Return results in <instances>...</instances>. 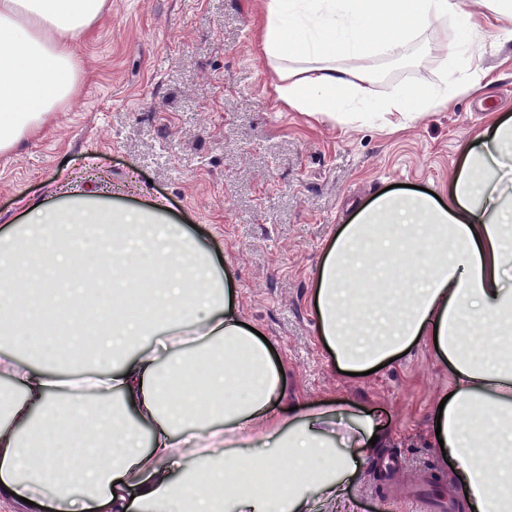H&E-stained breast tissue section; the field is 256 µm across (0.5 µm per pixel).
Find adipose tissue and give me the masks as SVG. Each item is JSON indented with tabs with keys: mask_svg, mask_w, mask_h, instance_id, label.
<instances>
[{
	"mask_svg": "<svg viewBox=\"0 0 512 512\" xmlns=\"http://www.w3.org/2000/svg\"><path fill=\"white\" fill-rule=\"evenodd\" d=\"M260 48L278 100L319 121L405 129L479 89L473 48L512 0H260ZM109 0H0V154L12 152L79 96L72 40L92 32ZM464 31L436 89L397 88L355 109L376 73L347 63L409 61L428 31ZM389 35L373 40L371 24ZM156 280L142 278L145 267ZM108 292L85 344L71 308L91 283ZM145 290L148 315L114 307L115 288ZM319 334L337 366L361 373L420 341H437L454 375L441 422L444 450L476 512H512V117H493L463 146L447 202L388 192L328 245L314 280ZM0 327L40 364L0 353V496L50 500L56 512H313L339 504L342 483L377 449L373 416L345 449L332 412L290 409L285 373L241 318L230 274L164 205L132 210L99 182L29 206L0 229ZM137 354L116 364L118 350ZM80 375L81 393L64 380ZM194 380L186 395L182 385ZM216 397L199 408L198 393ZM274 443V456L250 452ZM289 457L264 488L241 472ZM318 479H311L312 470ZM223 485L224 495L212 494ZM317 485L310 498L309 485Z\"/></svg>",
	"mask_w": 512,
	"mask_h": 512,
	"instance_id": "ef3b65f1",
	"label": "adipose tissue"
}]
</instances>
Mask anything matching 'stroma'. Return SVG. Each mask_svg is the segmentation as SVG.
Listing matches in <instances>:
<instances>
[{"label":"stroma","mask_w":512,"mask_h":512,"mask_svg":"<svg viewBox=\"0 0 512 512\" xmlns=\"http://www.w3.org/2000/svg\"><path fill=\"white\" fill-rule=\"evenodd\" d=\"M259 0H112L75 41L79 97L17 152L0 155V213L41 203L86 174L130 207L163 202L232 273L243 320L288 377L284 399L309 409L369 412L385 427L376 457L344 492L345 512H403L428 474L452 477L433 412L453 380L430 342L365 376L337 368L322 342L313 285L325 250L358 207L387 188L447 190L462 146L490 114L512 116V17L480 51L482 94L414 113L392 134L375 124L317 122L283 106L257 50ZM369 99L437 84L432 57L387 66Z\"/></svg>","instance_id":"stroma-1"}]
</instances>
